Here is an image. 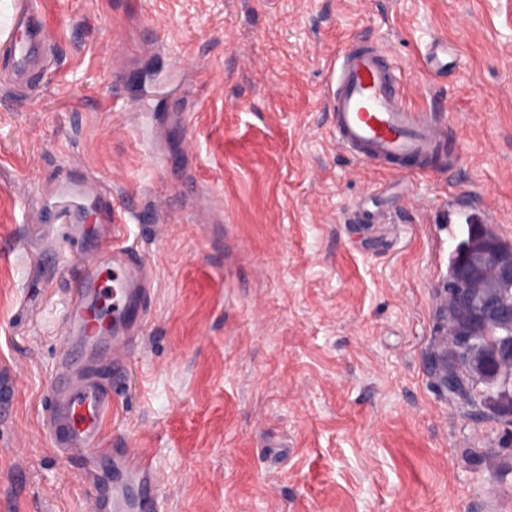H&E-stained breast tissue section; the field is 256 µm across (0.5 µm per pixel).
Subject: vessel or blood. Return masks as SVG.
Listing matches in <instances>:
<instances>
[{"label": "vessel or blood", "instance_id": "1", "mask_svg": "<svg viewBox=\"0 0 512 512\" xmlns=\"http://www.w3.org/2000/svg\"><path fill=\"white\" fill-rule=\"evenodd\" d=\"M8 29L6 39L0 41V56L8 60L16 80H28L40 69L53 40L38 0H16ZM330 110L332 133L342 149L361 161L396 170L406 160L425 163L444 142L448 130L447 121L418 111L407 102L393 69L376 45L350 46L341 51ZM100 249L112 259V277L102 279L94 266L85 270V300L68 312L71 334L62 345L64 364L56 370L48 393L55 442L90 454L99 451L100 433L112 402L99 382L73 385L66 362L72 351H92L106 340L112 343L115 361L128 358L147 299V278L140 257L112 232L106 234ZM102 297L108 300L112 319L108 325L93 311L94 303ZM154 474V460L144 452L113 449L112 482L89 500L88 512H159Z\"/></svg>", "mask_w": 512, "mask_h": 512}]
</instances>
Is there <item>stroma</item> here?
Listing matches in <instances>:
<instances>
[{
	"instance_id": "1",
	"label": "stroma",
	"mask_w": 512,
	"mask_h": 512,
	"mask_svg": "<svg viewBox=\"0 0 512 512\" xmlns=\"http://www.w3.org/2000/svg\"><path fill=\"white\" fill-rule=\"evenodd\" d=\"M40 2L48 65L0 61V512H84L109 473L46 420L98 222L69 236L66 178L146 265L99 445L154 456L162 512H512V437L426 366L458 212L512 240V0ZM366 41L453 128L429 172L336 143L331 65Z\"/></svg>"
}]
</instances>
